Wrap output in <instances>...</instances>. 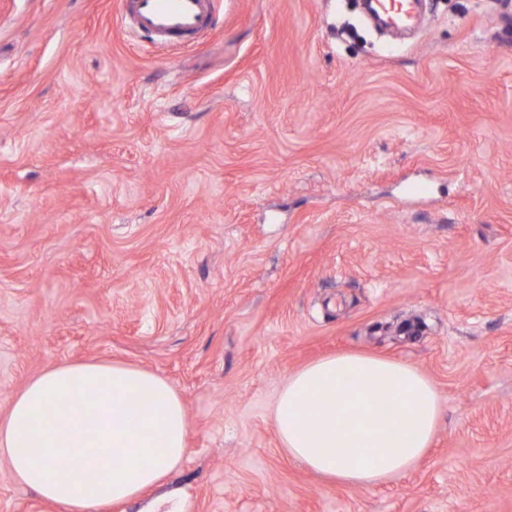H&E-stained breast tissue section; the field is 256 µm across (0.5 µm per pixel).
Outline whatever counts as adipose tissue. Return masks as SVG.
I'll return each instance as SVG.
<instances>
[{"mask_svg": "<svg viewBox=\"0 0 512 512\" xmlns=\"http://www.w3.org/2000/svg\"><path fill=\"white\" fill-rule=\"evenodd\" d=\"M379 395L390 401L386 411L372 407ZM60 402L68 406L62 418L50 412ZM440 409L437 389L416 367L342 352L289 376L271 416L290 459L331 483L371 487L423 458ZM188 426L182 398L154 372L107 361L58 364L13 397L0 419V460L42 499L92 512L139 498L176 469Z\"/></svg>", "mask_w": 512, "mask_h": 512, "instance_id": "ef3b65f1", "label": "adipose tissue"}]
</instances>
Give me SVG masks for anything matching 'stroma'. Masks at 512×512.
<instances>
[{
    "label": "stroma",
    "instance_id": "35a3bbf8",
    "mask_svg": "<svg viewBox=\"0 0 512 512\" xmlns=\"http://www.w3.org/2000/svg\"><path fill=\"white\" fill-rule=\"evenodd\" d=\"M217 0L156 44L117 0H0V417L45 368L183 398L189 453L105 512H512V0ZM367 352L442 404L374 487L289 459L288 376ZM0 512H59L0 463Z\"/></svg>",
    "mask_w": 512,
    "mask_h": 512
}]
</instances>
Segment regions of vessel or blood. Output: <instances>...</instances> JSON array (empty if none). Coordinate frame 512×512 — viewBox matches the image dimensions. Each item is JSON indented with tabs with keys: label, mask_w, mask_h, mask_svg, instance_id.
I'll list each match as a JSON object with an SVG mask.
<instances>
[{
	"label": "vessel or blood",
	"mask_w": 512,
	"mask_h": 512,
	"mask_svg": "<svg viewBox=\"0 0 512 512\" xmlns=\"http://www.w3.org/2000/svg\"><path fill=\"white\" fill-rule=\"evenodd\" d=\"M122 21L151 34L156 41L191 39L208 31L215 0H120Z\"/></svg>",
	"instance_id": "b4317fda"
}]
</instances>
